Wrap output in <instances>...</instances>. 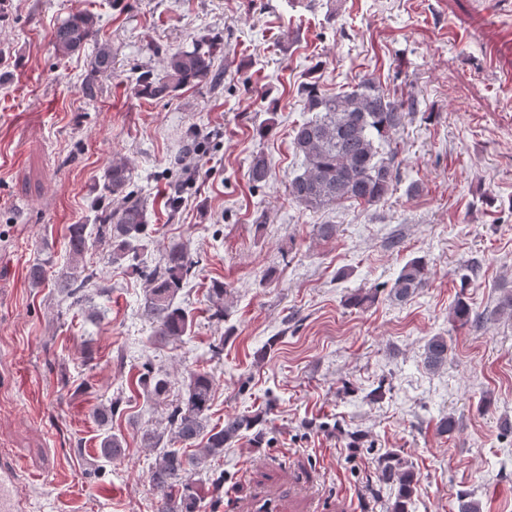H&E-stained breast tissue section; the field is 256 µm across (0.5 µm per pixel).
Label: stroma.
Instances as JSON below:
<instances>
[{"label": "stroma", "mask_w": 512, "mask_h": 512, "mask_svg": "<svg viewBox=\"0 0 512 512\" xmlns=\"http://www.w3.org/2000/svg\"><path fill=\"white\" fill-rule=\"evenodd\" d=\"M85 11L95 38L59 57L53 30ZM101 41L112 71L89 99ZM197 43L212 45L220 86L136 94L142 72ZM365 78L419 102L395 136L398 184L374 206L297 203L303 85L333 94ZM259 152L271 174L258 186ZM116 159L147 209L144 262L180 243L195 263L175 298L193 319L180 340L157 339L146 281L112 265L108 239L90 236L84 257L101 287L76 305L57 288L74 265L67 228L93 224ZM418 257L427 285L391 300ZM43 259L36 285L28 270ZM511 292L512 0H10L0 15V449L24 465L29 512H157L143 436L168 432L193 371L215 379L208 426L266 415L261 443L240 437L194 473L200 512H389L395 491L375 473L390 452L416 474L413 512H458L462 492L512 512ZM461 293L480 326L453 321ZM354 294L363 305H348ZM434 336L448 340L438 370L422 360ZM148 366L169 382L163 400L138 383ZM447 415L456 428L442 435ZM107 430L124 441L112 462Z\"/></svg>", "instance_id": "obj_1"}]
</instances>
